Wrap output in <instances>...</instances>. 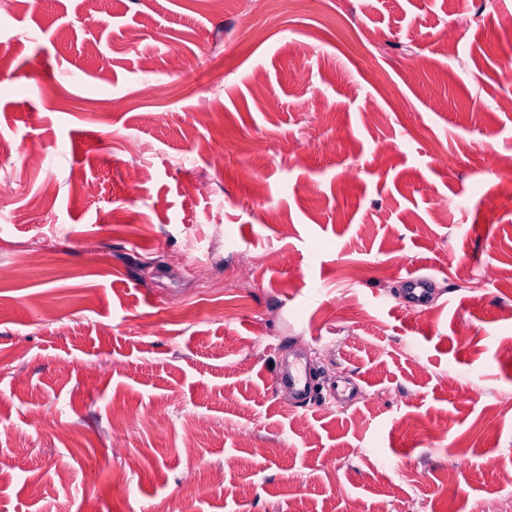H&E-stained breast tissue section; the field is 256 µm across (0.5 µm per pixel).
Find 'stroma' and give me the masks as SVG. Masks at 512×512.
<instances>
[{
	"instance_id": "35a3bbf8",
	"label": "stroma",
	"mask_w": 512,
	"mask_h": 512,
	"mask_svg": "<svg viewBox=\"0 0 512 512\" xmlns=\"http://www.w3.org/2000/svg\"><path fill=\"white\" fill-rule=\"evenodd\" d=\"M223 2L0 0V512H512V0ZM177 261L197 279L200 288H210V281L205 272L206 261L203 256L197 255L193 248H189L177 258ZM275 383L278 387H288L302 403L312 398L307 371L304 368L302 371L298 370L296 364L289 365L288 370L281 372Z\"/></svg>"
}]
</instances>
